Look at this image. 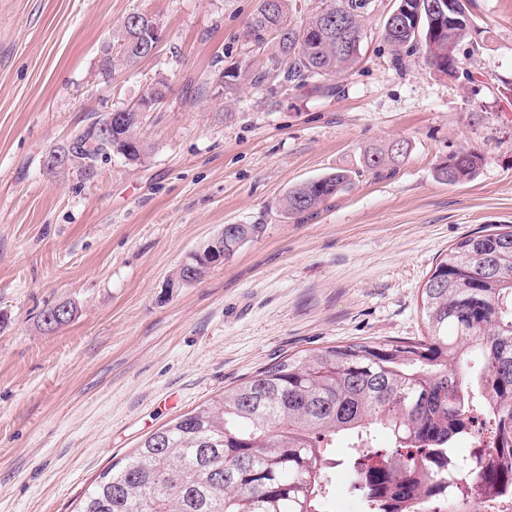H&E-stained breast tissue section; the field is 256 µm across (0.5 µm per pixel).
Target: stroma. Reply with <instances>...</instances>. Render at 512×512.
<instances>
[{
  "instance_id": "1",
  "label": "stroma",
  "mask_w": 512,
  "mask_h": 512,
  "mask_svg": "<svg viewBox=\"0 0 512 512\" xmlns=\"http://www.w3.org/2000/svg\"><path fill=\"white\" fill-rule=\"evenodd\" d=\"M258 0H0V512H78L142 439L281 357L425 333L421 289L462 237L512 225V0H467L475 49L456 77L419 50L394 62L396 0H365L359 58L303 84L220 72L265 65L247 22ZM133 12L163 30L156 53L103 77L101 49ZM144 113L146 159L51 173L47 153L90 115ZM403 140L393 175L362 173L317 210L284 214L295 184L360 170ZM474 150L477 176L435 168ZM227 224L266 231L195 282L167 287ZM65 302L53 330L43 311ZM480 160V155L473 150L450 153L437 165L436 178L448 184L470 181L479 169Z\"/></svg>"
}]
</instances>
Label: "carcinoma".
<instances>
[{
  "label": "carcinoma",
  "instance_id": "carcinoma-1",
  "mask_svg": "<svg viewBox=\"0 0 512 512\" xmlns=\"http://www.w3.org/2000/svg\"><path fill=\"white\" fill-rule=\"evenodd\" d=\"M258 0L249 36L272 43L270 67L244 66L229 75L225 92L251 77L258 85L288 65L290 82L327 79L355 62L362 41L358 9L363 0H337L336 32L304 43L301 29L288 20L287 0L273 10ZM405 0L420 17L408 15L384 25L383 37L395 60L408 49L423 48L436 71L453 77L459 49L471 21L459 13L438 22ZM123 49L103 54L99 71L110 77L137 64L148 48L135 41L139 26L124 20ZM138 120L112 126V141L82 131L71 137L70 162L93 171L113 153L130 152L137 163L145 146L135 147ZM405 141L366 154L368 171L379 176L408 152ZM480 166L473 150L448 154L436 178L448 184L471 180ZM354 171L338 169L293 186L282 199L283 212L317 209L346 192ZM263 224H243L237 238L224 241V259L264 232ZM427 335L415 342H358L284 356L210 403L183 414L147 435L119 469L110 468L90 487L77 512H325L334 495L327 460L340 440L347 448L339 461L350 475L348 489L364 512H389L391 501L418 492V512L433 504L417 491L416 478L429 474L428 492L447 482L436 461L455 462V443L474 419L492 430L496 459L477 457L473 479L512 495V225L458 241L436 266L421 290Z\"/></svg>",
  "mask_w": 512,
  "mask_h": 512
}]
</instances>
